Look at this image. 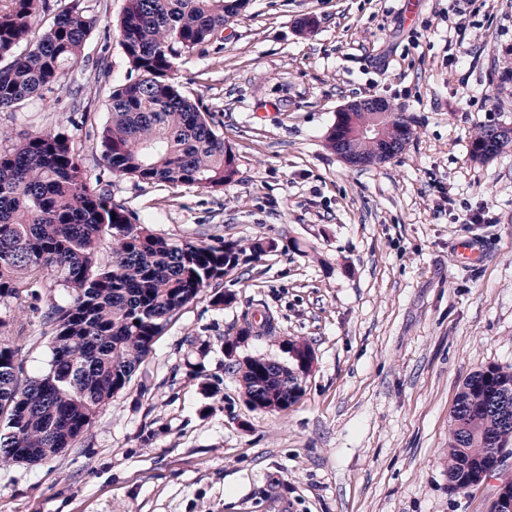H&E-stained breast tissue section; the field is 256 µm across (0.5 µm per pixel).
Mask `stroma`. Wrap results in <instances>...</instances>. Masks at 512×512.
I'll return each instance as SVG.
<instances>
[{
  "mask_svg": "<svg viewBox=\"0 0 512 512\" xmlns=\"http://www.w3.org/2000/svg\"><path fill=\"white\" fill-rule=\"evenodd\" d=\"M86 3L98 22L81 59L56 92L0 110V151L64 134L90 180L156 234L277 249L224 280L234 302L206 292L186 305L70 448L0 464V512H490L496 481L448 488V418L471 372L512 370V147L471 156L478 126L512 125V0H468L461 38L453 0H250L175 69L236 156L220 191L101 165L93 132L128 76L125 0ZM377 95L415 135L385 164L349 166L327 133L343 105ZM480 207L483 223H458ZM462 240L484 257L464 262ZM48 305L0 302L31 377L51 357ZM265 312L276 335L239 357L287 360L290 339L314 353L300 401L272 413L251 408L224 356L225 338Z\"/></svg>",
  "mask_w": 512,
  "mask_h": 512,
  "instance_id": "stroma-1",
  "label": "stroma"
}]
</instances>
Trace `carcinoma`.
I'll list each match as a JSON object with an SVG mask.
<instances>
[{"instance_id": "carcinoma-1", "label": "carcinoma", "mask_w": 512, "mask_h": 512, "mask_svg": "<svg viewBox=\"0 0 512 512\" xmlns=\"http://www.w3.org/2000/svg\"><path fill=\"white\" fill-rule=\"evenodd\" d=\"M0 10V109L14 108L60 88L97 24L84 0H69L35 37L39 0H9ZM249 0H125L120 45L126 82L113 88L109 120L97 131L101 159L112 174L134 182L193 186L213 191L235 182L231 146L209 114L174 81L175 62L221 38ZM380 122L381 138L357 135ZM345 134L355 154L373 158L383 144L399 143L387 114L356 112ZM276 249L258 239L245 248L215 242H173L91 185L80 151L51 131L25 135L0 152V301L20 300L42 288H64L69 300L49 305L44 317L51 359L38 376L24 378L15 338L0 336V461L31 451L39 462L83 434L112 397L125 389L149 355L154 339L185 305L207 288L218 291L240 262ZM256 337L276 335L270 316ZM241 383L262 409L290 407L302 397L293 362L282 366L249 357ZM512 439V371L489 365L459 388L448 420V481L468 487L487 468L493 443Z\"/></svg>"}]
</instances>
